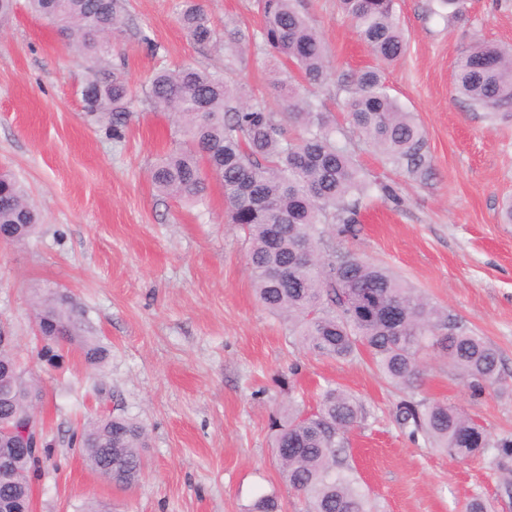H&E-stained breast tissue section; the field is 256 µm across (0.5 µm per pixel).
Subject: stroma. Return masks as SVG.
<instances>
[{
    "label": "stroma",
    "mask_w": 512,
    "mask_h": 512,
    "mask_svg": "<svg viewBox=\"0 0 512 512\" xmlns=\"http://www.w3.org/2000/svg\"><path fill=\"white\" fill-rule=\"evenodd\" d=\"M179 0H129L120 39L124 70L141 92L159 62L224 73L279 106L267 54L202 47L177 20ZM217 29L259 30L255 0H199ZM323 37L330 77L317 91L343 121L341 85L376 60L337 0H299ZM406 52L383 80L425 131L428 174L386 164L373 147L352 149L370 192L356 230L337 249L382 263L492 344L512 382V224L500 221L512 197V120L490 121L454 95L459 55L477 42L512 46V0H469L449 16L439 0H397ZM158 44L152 53L148 42ZM86 63L65 37L17 0L0 29V170L28 188L42 222L28 240L0 243V321L44 391L39 412L52 445L35 488V512H76L91 501L106 512H247L276 492L283 512H300L272 448L271 422L288 403L313 409L338 386L363 404L348 435V463L376 512H465L476 495L493 512H512L495 452L454 461L395 420L402 399L441 400L465 410L492 435L512 434V396L472 397L446 358L423 357L421 386L400 390L368 356L349 362L304 349L286 320L262 306L251 283L242 230L224 221V191L205 204L159 192L149 171L176 130L169 113L137 105L123 137L88 126L77 90ZM70 291L93 336L108 351L87 368L71 349L64 369L37 357L32 301L45 288ZM133 418L149 434L147 467L130 489L108 483L85 462L73 435L100 414Z\"/></svg>",
    "instance_id": "1"
}]
</instances>
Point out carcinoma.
I'll use <instances>...</instances> for the list:
<instances>
[{
  "label": "carcinoma",
  "instance_id": "obj_1",
  "mask_svg": "<svg viewBox=\"0 0 512 512\" xmlns=\"http://www.w3.org/2000/svg\"><path fill=\"white\" fill-rule=\"evenodd\" d=\"M127 0H28L36 16L65 36L83 55L87 77L79 89L91 126L122 137L135 95L122 68L112 64L124 31ZM361 41L383 62L405 52L395 0H339ZM258 32L232 30L223 38L195 0H184L180 23L196 44L237 49L254 46L280 64L298 68L279 82L280 111L224 75L191 64L163 65L150 77L142 102L172 113L181 138L150 172L163 194L181 201L207 199L211 181L224 189L225 222L249 242L248 264L256 295L271 313L288 319L309 352L350 361L367 352L397 388L415 386L421 354L429 348L448 357L473 395L505 390L497 350L467 330L457 317L419 294L387 267L328 245L326 234L355 232L358 207L371 187L392 196L390 185L370 183L349 148L357 136L385 160L421 174L430 167L422 127L390 95L380 71L363 69L348 88V128L333 124L309 96L328 76L323 38L297 8V0H258ZM456 92L475 111L512 114V52L481 42L461 53L454 69ZM300 128L287 135L286 124ZM40 216L24 186L0 173V232L19 242L37 230ZM35 323L42 329L50 366L63 362V347L77 345L84 363L98 367L106 349L89 335L81 307L67 292L36 296ZM0 414L28 412V395L41 392L20 365L16 347L0 348ZM396 421L413 439L423 438L453 460L489 449L512 459V436L490 438L470 415L440 400H402ZM364 419L359 400L339 387L324 390L316 407H288L273 424L272 447L288 487L302 496L304 512H370L368 494L345 453L346 434ZM88 466L113 485L130 488L141 478L145 428L121 415H101L74 434ZM39 462L25 459L12 482L0 479V494L24 493L38 479ZM275 493L258 496L249 512H281Z\"/></svg>",
  "mask_w": 512,
  "mask_h": 512
}]
</instances>
